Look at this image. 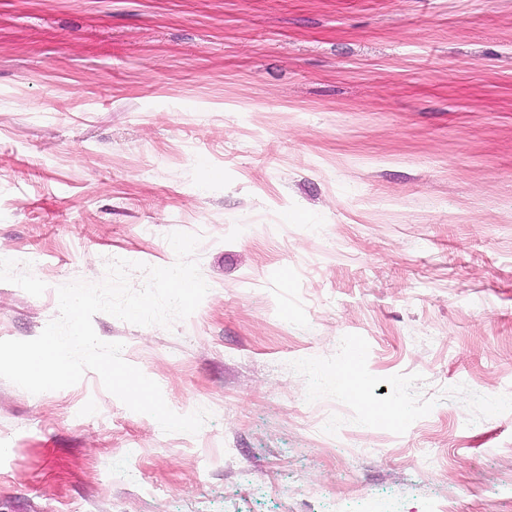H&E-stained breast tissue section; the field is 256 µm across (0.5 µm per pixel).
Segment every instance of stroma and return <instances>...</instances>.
<instances>
[{
    "label": "stroma",
    "instance_id": "stroma-1",
    "mask_svg": "<svg viewBox=\"0 0 512 512\" xmlns=\"http://www.w3.org/2000/svg\"><path fill=\"white\" fill-rule=\"evenodd\" d=\"M174 231L199 308L93 327L210 418L0 379V512H512V0H0V340Z\"/></svg>",
    "mask_w": 512,
    "mask_h": 512
}]
</instances>
